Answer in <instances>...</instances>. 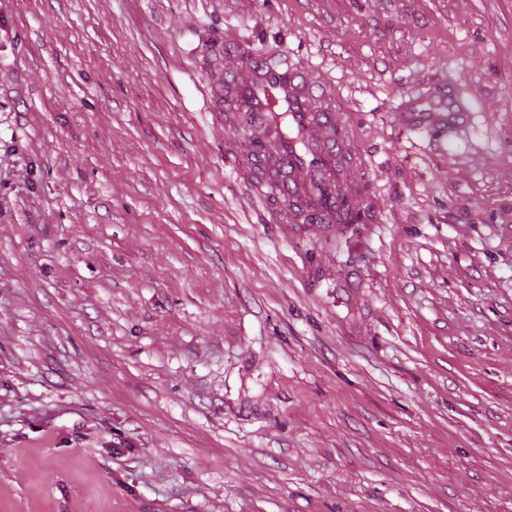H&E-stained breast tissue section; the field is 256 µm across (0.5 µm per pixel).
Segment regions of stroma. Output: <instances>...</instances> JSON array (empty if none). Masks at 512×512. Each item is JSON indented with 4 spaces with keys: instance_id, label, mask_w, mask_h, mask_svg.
<instances>
[{
    "instance_id": "1",
    "label": "stroma",
    "mask_w": 512,
    "mask_h": 512,
    "mask_svg": "<svg viewBox=\"0 0 512 512\" xmlns=\"http://www.w3.org/2000/svg\"><path fill=\"white\" fill-rule=\"evenodd\" d=\"M232 42L361 222L243 181ZM0 512H512V0H0ZM244 64V79L227 76L236 83L231 106L253 113L259 130L275 141L272 171L288 169L287 183L270 170L264 185L291 204L293 224H351L361 210L363 184L346 175L354 158L347 153L348 127L331 105L313 110L320 86L302 66L263 58Z\"/></svg>"
}]
</instances>
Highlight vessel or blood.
Wrapping results in <instances>:
<instances>
[{
	"mask_svg": "<svg viewBox=\"0 0 512 512\" xmlns=\"http://www.w3.org/2000/svg\"><path fill=\"white\" fill-rule=\"evenodd\" d=\"M247 75L232 88V107L253 113L275 142L273 173L264 184L291 205L297 224H348L360 212L361 182L350 180L349 129L332 108L314 111L318 88L300 65L246 60Z\"/></svg>",
	"mask_w": 512,
	"mask_h": 512,
	"instance_id": "b4317fda",
	"label": "vessel or blood"
}]
</instances>
